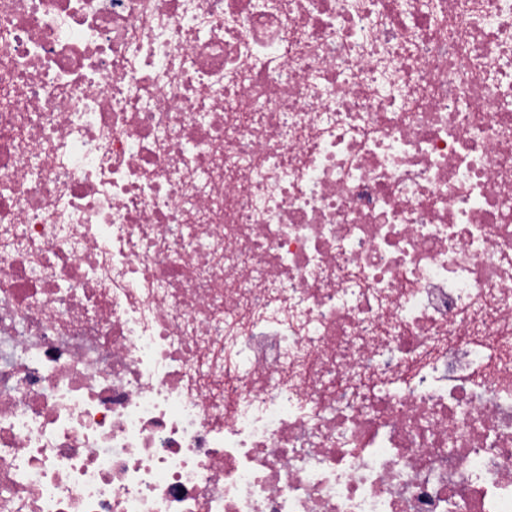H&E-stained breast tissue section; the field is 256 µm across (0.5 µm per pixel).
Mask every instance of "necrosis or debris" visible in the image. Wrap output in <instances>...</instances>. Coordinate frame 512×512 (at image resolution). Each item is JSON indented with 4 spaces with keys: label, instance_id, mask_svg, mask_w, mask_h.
<instances>
[{
    "label": "necrosis or debris",
    "instance_id": "4bbe7bcc",
    "mask_svg": "<svg viewBox=\"0 0 512 512\" xmlns=\"http://www.w3.org/2000/svg\"><path fill=\"white\" fill-rule=\"evenodd\" d=\"M0 512H512V0H0Z\"/></svg>",
    "mask_w": 512,
    "mask_h": 512
}]
</instances>
